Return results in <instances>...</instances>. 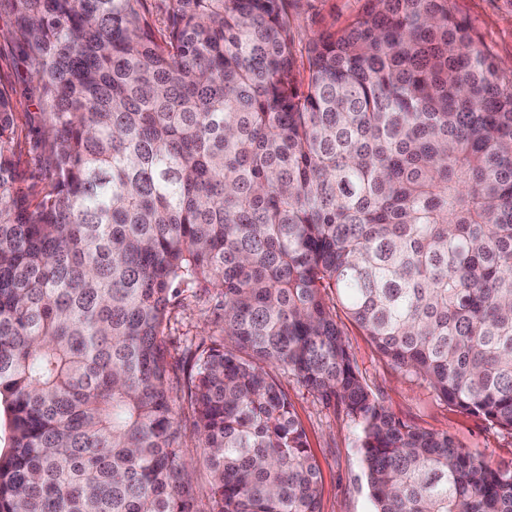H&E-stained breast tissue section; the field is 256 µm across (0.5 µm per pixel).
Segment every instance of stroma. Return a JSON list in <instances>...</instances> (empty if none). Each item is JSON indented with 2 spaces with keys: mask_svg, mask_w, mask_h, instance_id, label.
Masks as SVG:
<instances>
[{
  "mask_svg": "<svg viewBox=\"0 0 512 512\" xmlns=\"http://www.w3.org/2000/svg\"><path fill=\"white\" fill-rule=\"evenodd\" d=\"M366 0H300L294 37L297 53L324 29L344 26L361 13ZM455 14L464 19L476 40L512 77V0H452ZM8 15H0V82L12 91L21 143L22 189L40 192L51 174L31 149L40 110L28 79L29 63L18 51ZM216 293L185 291L172 301L165 330L172 359H179L186 345L221 332L223 311ZM349 350L370 387L398 418L424 428L452 435L471 455L493 465L512 466V434L482 419L461 412L436 398L423 384L394 370L381 360L370 341L353 326H346ZM295 413L307 436L311 453L321 471V512H373L353 425L338 418L333 409L296 383H287Z\"/></svg>",
  "mask_w": 512,
  "mask_h": 512,
  "instance_id": "1",
  "label": "stroma"
}]
</instances>
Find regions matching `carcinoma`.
I'll return each instance as SVG.
<instances>
[{
	"label": "carcinoma",
	"mask_w": 512,
	"mask_h": 512,
	"mask_svg": "<svg viewBox=\"0 0 512 512\" xmlns=\"http://www.w3.org/2000/svg\"><path fill=\"white\" fill-rule=\"evenodd\" d=\"M368 2L302 80L291 0H0L52 173L22 191L1 86L0 512H320L284 378L357 429L373 512H512V468L394 416L345 332L512 434V81L451 0ZM211 288L173 379L171 300ZM180 421L182 426V433L186 435V439L188 442L187 448V458L192 459L194 466L197 469V481L195 483L196 488V498L197 503L201 507L202 505H207L208 502V494H209V478L206 471L199 465L196 464L197 457L200 454V448H195V440L196 436H194L193 430V420L189 414L182 413L180 414ZM190 439L192 441H190Z\"/></svg>",
	"instance_id": "obj_1"
}]
</instances>
